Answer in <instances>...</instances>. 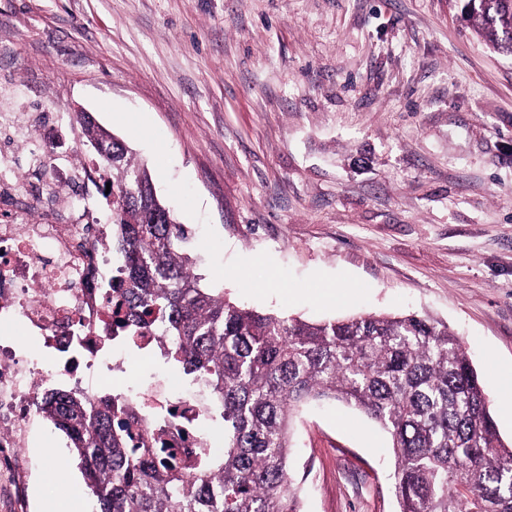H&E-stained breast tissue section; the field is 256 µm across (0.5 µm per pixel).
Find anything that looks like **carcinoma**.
I'll use <instances>...</instances> for the list:
<instances>
[{"label":"carcinoma","mask_w":512,"mask_h":512,"mask_svg":"<svg viewBox=\"0 0 512 512\" xmlns=\"http://www.w3.org/2000/svg\"><path fill=\"white\" fill-rule=\"evenodd\" d=\"M497 52L512 55V0H449ZM86 143L112 144V236L121 275L116 312L157 322L160 356L209 394L203 413L224 426V449L182 453L153 437L182 425L138 416L117 396L40 394L36 411L65 433L95 512H300L291 470L293 412L311 400L354 406L389 434L399 512H512L505 445L468 351L448 325L417 314L310 323L242 308L201 285L191 230L158 197L147 164L84 112Z\"/></svg>","instance_id":"carcinoma-1"}]
</instances>
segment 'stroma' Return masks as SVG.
I'll use <instances>...</instances> for the list:
<instances>
[{
  "label": "stroma",
  "mask_w": 512,
  "mask_h": 512,
  "mask_svg": "<svg viewBox=\"0 0 512 512\" xmlns=\"http://www.w3.org/2000/svg\"><path fill=\"white\" fill-rule=\"evenodd\" d=\"M80 108L148 164L205 286L309 321L447 324L512 441V57L448 0H0V114L35 115L37 141L58 117L88 164ZM103 184L61 186L50 214L111 223ZM293 433L303 512H399L377 423L313 402ZM10 455L1 512H60L83 478L40 418Z\"/></svg>",
  "instance_id": "1"
}]
</instances>
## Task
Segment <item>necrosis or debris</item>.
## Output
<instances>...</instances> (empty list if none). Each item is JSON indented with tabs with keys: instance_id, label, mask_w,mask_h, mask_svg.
Instances as JSON below:
<instances>
[{
	"instance_id": "1",
	"label": "necrosis or debris",
	"mask_w": 512,
	"mask_h": 512,
	"mask_svg": "<svg viewBox=\"0 0 512 512\" xmlns=\"http://www.w3.org/2000/svg\"><path fill=\"white\" fill-rule=\"evenodd\" d=\"M25 114H14L0 147V190L24 185L27 175L9 149L30 143ZM104 224L0 221V447L16 448L47 388L88 393L111 381L134 391L143 409L168 401L150 387L130 388L139 364L157 353V332H117L105 301L114 266L101 242ZM24 327L41 348L17 355L14 332Z\"/></svg>"
}]
</instances>
